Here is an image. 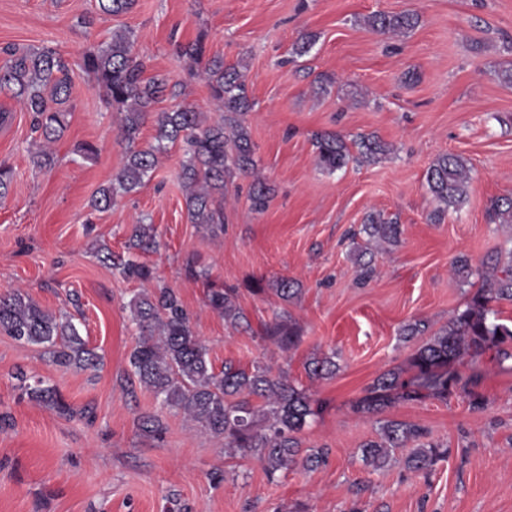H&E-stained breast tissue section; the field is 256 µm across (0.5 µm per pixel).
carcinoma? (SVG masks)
I'll use <instances>...</instances> for the list:
<instances>
[{"label":"carcinoma","mask_w":512,"mask_h":512,"mask_svg":"<svg viewBox=\"0 0 512 512\" xmlns=\"http://www.w3.org/2000/svg\"><path fill=\"white\" fill-rule=\"evenodd\" d=\"M136 0H98L100 12L106 15L127 13ZM417 18L410 12L400 14L374 13L367 19L373 30L393 34L415 26ZM175 54L195 63H204L201 76L207 82L211 98L224 107V115L207 122L201 112L179 107L157 113L155 143L137 147L141 127L154 105L170 87L166 74L144 77L145 65L133 52V41L124 33L112 36L106 46L85 51L83 69L105 92L106 101L121 114L120 136L126 143L123 167L112 185L97 191L93 199L96 210L108 209L114 197L136 190L158 165L159 156L168 145L184 144L186 160L182 184L190 222L212 228L224 224L221 205L215 195L224 194V186L236 173L256 167L253 143L243 122L250 107L244 74L224 59L206 56L205 38L177 43ZM5 61L0 65V95L22 104L30 116L31 130L44 142L61 137L68 124L69 110L63 107L71 94L70 60L56 50H38L16 46L0 48ZM317 166L329 173L343 168L349 161V149L342 136L335 132L314 136ZM360 156L373 161L389 152V147L374 136L359 142ZM428 188L439 203L434 219L446 209L458 207L467 195L470 169L466 160L455 154L438 156L426 172ZM270 187L255 181L251 208H266ZM489 222L512 224V197H496L487 209ZM368 242L395 245L400 241V224L381 214H371L362 226ZM128 256L108 255L105 260L119 274L143 285L154 279L153 269L137 260V252L156 249V236L150 224H135L127 244ZM454 274L466 280L478 275L482 287L472 295L465 308L457 309L448 323L419 345L410 358L415 369L417 386L447 396L451 385L461 382L460 376L443 367H450L466 355L479 356L495 350L502 358H512V326L499 322L491 303L512 301V267L499 277L487 270L472 268L469 259L460 256L453 263ZM235 288H212L208 305L233 327H249L248 318L237 303ZM130 318L142 332L141 340L130 354L132 376L139 385L161 399L162 405L183 411L200 429L224 439V447L238 449L256 458L268 478L298 466L316 469L328 461L329 449L316 448L302 452L301 433L316 414L314 399L307 389L290 381L283 372L274 375L270 367L256 364L243 368L231 361L216 369L208 357L206 346L192 326L190 314L177 293L170 288L151 291L142 289L128 305ZM429 324L415 321L402 327L400 336L408 342L428 332ZM17 341L41 345L44 354L56 366L95 367L99 356L87 347L79 329L69 316H57L15 291L0 296V332ZM263 339L283 350H292L301 342V328L292 316L281 311L265 324ZM336 353L313 357L307 362V374L324 378L335 374ZM30 398L71 413L58 389L42 378L29 383L23 372L18 375ZM404 386L400 373L388 370L372 384V392L383 398ZM380 440L361 446V461L373 470L385 468L398 449L409 448L406 467L427 471L445 458L447 450L427 440L426 431L417 424L389 421L380 427Z\"/></svg>","instance_id":"carcinoma-1"}]
</instances>
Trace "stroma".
I'll list each match as a JSON object with an SVG mask.
<instances>
[{
	"label": "stroma",
	"mask_w": 512,
	"mask_h": 512,
	"mask_svg": "<svg viewBox=\"0 0 512 512\" xmlns=\"http://www.w3.org/2000/svg\"><path fill=\"white\" fill-rule=\"evenodd\" d=\"M406 11L418 23L397 35L366 23L377 12ZM121 29L147 75L177 84L158 112L180 105L212 122L221 116L200 65L177 58L175 43L201 35L208 56L242 65L257 170L228 182L223 228L190 223L177 145L135 191L91 210L126 148L119 114L81 60ZM306 40L309 52L297 55ZM8 44L67 56L73 90L69 126L47 167L33 161L42 142L28 114L0 96V164L14 171L0 198V294L18 289L73 316L102 362L63 370L42 347L0 332V512H512V358L489 350L455 363L460 376L481 372L479 411L459 385L444 398L424 391L370 411L362 405L382 372L412 380L416 345L401 340V327L425 320L439 329L481 287L478 277L453 274L455 258L512 265V224L486 218L491 198L512 195V84L501 76L512 67V0H136L112 17L97 0H0V47ZM325 131L350 143L374 135L391 151L371 163L352 153L328 173L313 145ZM84 141L97 146L95 157L75 154ZM445 153L467 160L470 183L463 204L436 221L425 172ZM257 178L272 188L260 212L248 199ZM371 213L396 219L402 235L376 251V274L362 285L359 229ZM135 224L154 225L159 247L145 257L152 285L179 295L214 366L260 363L308 389L319 412L301 439L329 448L326 465L269 480L257 460L226 450L129 382L139 331L127 304L141 285L103 257L126 254ZM285 277L301 285L289 303L273 290ZM258 283L260 295L252 292ZM228 287L249 328H232L208 306L210 289ZM282 310L302 329L287 352L262 337ZM330 352L336 374L309 378L308 360ZM21 371L57 385L72 415L30 400ZM87 407L93 419L82 417ZM145 414L159 416L162 436L140 430ZM391 420L424 427L447 458L426 475L407 470L401 452L383 470L366 467L361 445Z\"/></svg>",
	"instance_id": "35a3bbf8"
}]
</instances>
